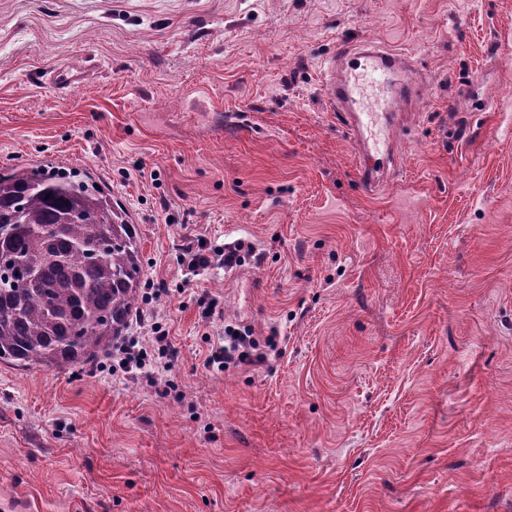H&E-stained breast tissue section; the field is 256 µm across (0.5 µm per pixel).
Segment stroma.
I'll use <instances>...</instances> for the list:
<instances>
[{"label":"stroma","instance_id":"stroma-1","mask_svg":"<svg viewBox=\"0 0 512 512\" xmlns=\"http://www.w3.org/2000/svg\"><path fill=\"white\" fill-rule=\"evenodd\" d=\"M363 40L422 87L375 195L321 85ZM508 98L512 0H0V169L111 191L179 350L154 383L0 364V512H512ZM196 236L255 252L189 278ZM228 324L280 355L207 366Z\"/></svg>","mask_w":512,"mask_h":512}]
</instances>
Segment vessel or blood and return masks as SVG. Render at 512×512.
<instances>
[{
    "mask_svg": "<svg viewBox=\"0 0 512 512\" xmlns=\"http://www.w3.org/2000/svg\"><path fill=\"white\" fill-rule=\"evenodd\" d=\"M324 89L347 134L356 141L364 186L377 188L394 162V153L379 148L368 132L380 116L394 125L400 104L415 95L417 79L410 61L376 43L341 42L330 57Z\"/></svg>",
    "mask_w": 512,
    "mask_h": 512,
    "instance_id": "vessel-or-blood-1",
    "label": "vessel or blood"
}]
</instances>
